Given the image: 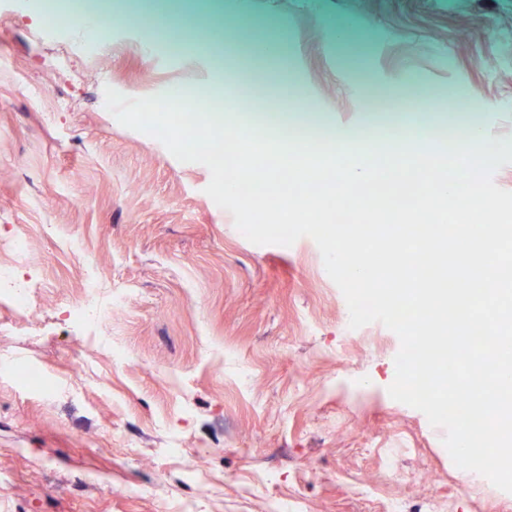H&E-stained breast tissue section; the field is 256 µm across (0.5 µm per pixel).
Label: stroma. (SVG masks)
Returning <instances> with one entry per match:
<instances>
[{"mask_svg":"<svg viewBox=\"0 0 512 512\" xmlns=\"http://www.w3.org/2000/svg\"><path fill=\"white\" fill-rule=\"evenodd\" d=\"M124 0L105 35L47 31L37 0H0V236L28 240L19 279L36 283L24 315L0 304V354L58 382L45 400L0 376V512H501L504 491L470 484L423 412L393 400V331L348 329L346 300L313 239L256 245L205 192L211 174L122 126L104 86L139 97L190 91L232 69L240 90L322 114L349 138L369 127L383 85L388 122H417L453 101L455 126L482 122L512 141V0H249L247 12L164 28L170 0L139 26ZM209 26L222 55L188 42ZM346 29L337 40V29ZM72 102L56 110L54 97ZM126 289L107 346L86 342L66 303L85 264ZM127 359L113 363L111 348ZM94 371L73 390L76 359ZM201 451L198 481L161 449L168 429ZM399 483L386 484L389 434ZM275 470L276 487L263 476Z\"/></svg>","mask_w":512,"mask_h":512,"instance_id":"stroma-1","label":"stroma"}]
</instances>
